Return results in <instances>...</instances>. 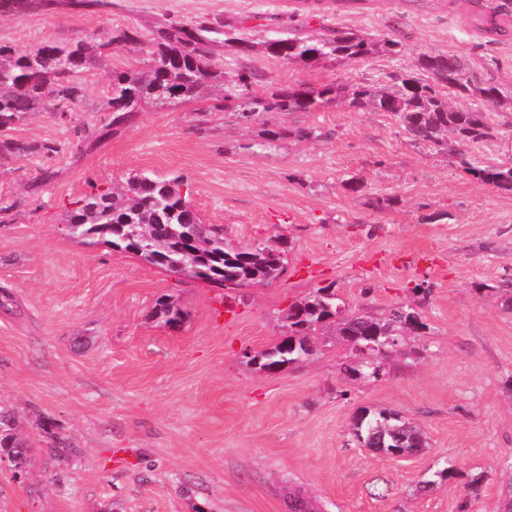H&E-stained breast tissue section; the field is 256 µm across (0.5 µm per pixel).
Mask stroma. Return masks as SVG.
I'll return each instance as SVG.
<instances>
[{"mask_svg":"<svg viewBox=\"0 0 512 512\" xmlns=\"http://www.w3.org/2000/svg\"><path fill=\"white\" fill-rule=\"evenodd\" d=\"M298 0H109L108 7L0 12V42L100 39L117 26L145 42L87 72V107L64 125L36 112L15 139L59 153L0 166V408L32 450L22 478L0 465V512H504L512 483V193L486 186L445 153L421 149L383 112L330 105L284 117L328 138L262 145L260 127L206 102L149 109L97 137L112 68L138 67L168 19L219 18L260 42L294 28L349 27L402 42L396 59L305 68L216 46L226 72L255 86L373 82L454 54L512 88V37L489 41L468 0H363L306 19ZM93 131L83 150L73 130ZM141 172L183 176L204 223L237 246L282 245L283 273L230 290L172 273L110 245H84L64 213L90 183ZM360 178L354 194L346 179ZM390 199L377 209L374 199ZM321 287L380 315L412 305L427 328L384 358L377 378L329 323L306 361L267 373L248 362L286 332L291 308ZM167 298L177 329L154 316ZM393 410L426 440L398 458L352 438L361 410ZM51 431H44V423ZM74 451H52L49 433ZM455 477L430 483L433 472ZM478 487H471V480Z\"/></svg>","mask_w":512,"mask_h":512,"instance_id":"stroma-1","label":"stroma"}]
</instances>
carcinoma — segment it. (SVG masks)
<instances>
[{
  "instance_id": "cac0c4a2",
  "label": "carcinoma",
  "mask_w": 512,
  "mask_h": 512,
  "mask_svg": "<svg viewBox=\"0 0 512 512\" xmlns=\"http://www.w3.org/2000/svg\"><path fill=\"white\" fill-rule=\"evenodd\" d=\"M103 0H29L31 11L65 6L88 9ZM479 30L488 36L512 31V11L478 15ZM145 65L112 71L105 111L111 115L112 132L129 124L147 108H165L190 103L206 96L208 110L231 112L245 122L262 127L265 145L285 135L317 139L314 127L285 128L281 116L297 112H319L331 104L353 111L385 112L415 144L443 151L455 158L463 170L492 188L512 192V161L476 165L471 148L508 137L504 125L488 119V110L512 112V92L491 78L469 71L456 55L421 54L416 68L425 78L397 76L394 83L382 80L351 83L336 79L329 83L271 84L259 95L258 77L251 71L226 74L214 62V47L261 52L303 66L330 64L349 66L374 56L398 57L403 50L393 38L372 39L345 27L329 29L320 36H275L253 43L240 30L218 19L205 18L185 24L171 20L155 31ZM141 43L134 27H120L103 40H44L25 51L0 43V160L22 154L51 156L59 152L54 142L31 146L12 138L11 131L32 112H82L86 88L81 74L109 63L111 45L126 48ZM466 98L474 107L459 109L450 98ZM180 176L158 179L134 174L125 183L91 190L67 211L69 236L81 243L98 240L149 264L189 278L240 288L276 279L284 265L264 262L267 247H238L224 239V228L205 224L190 203V192ZM194 255L185 256V247ZM416 311L409 305L394 306L378 317L364 311L351 312L332 288H318L296 304L288 315V334L298 347L290 351L280 342L261 353L257 366L264 371L303 362L310 354L309 337L328 320L336 322V335L347 344L355 336H400L407 331ZM16 416L0 410V454L25 464L28 449L17 438ZM359 446L377 437L380 453L394 456L419 451L421 434L393 412L364 413L354 424Z\"/></svg>"
}]
</instances>
